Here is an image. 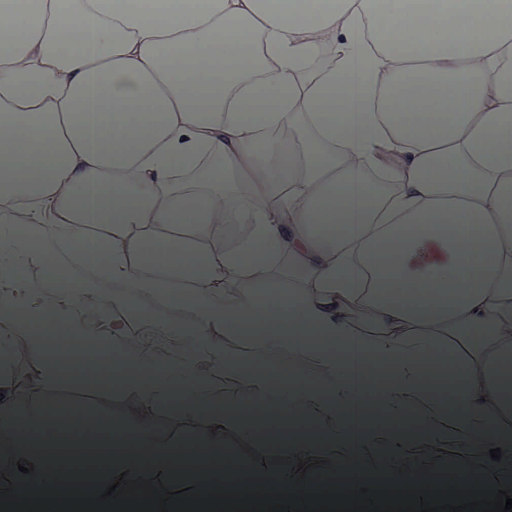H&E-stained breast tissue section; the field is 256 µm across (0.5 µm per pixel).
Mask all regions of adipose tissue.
I'll return each instance as SVG.
<instances>
[{
    "mask_svg": "<svg viewBox=\"0 0 512 512\" xmlns=\"http://www.w3.org/2000/svg\"><path fill=\"white\" fill-rule=\"evenodd\" d=\"M116 324L136 355L92 385L71 358L121 348ZM0 343V505L66 507L60 397L88 393L132 440L111 512L206 497L197 468L170 480L189 436L269 477L263 505L370 500L378 472L436 497L445 467L489 497L512 477V0H7ZM361 357L388 430L342 412ZM257 405L291 425L227 413Z\"/></svg>",
    "mask_w": 512,
    "mask_h": 512,
    "instance_id": "adipose-tissue-1",
    "label": "adipose tissue"
}]
</instances>
